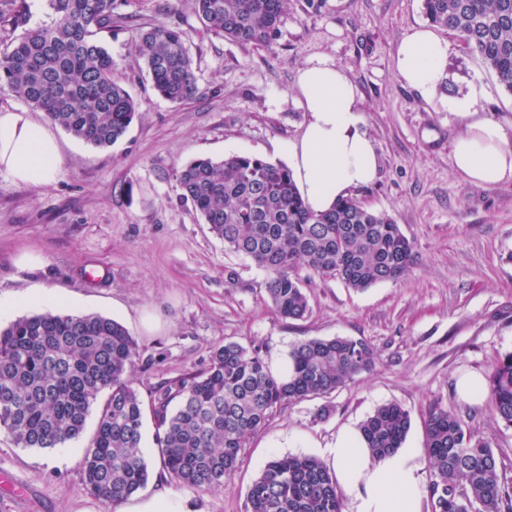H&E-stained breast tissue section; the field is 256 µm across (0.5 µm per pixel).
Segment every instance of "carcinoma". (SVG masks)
Returning <instances> with one entry per match:
<instances>
[{
	"instance_id": "carcinoma-1",
	"label": "carcinoma",
	"mask_w": 512,
	"mask_h": 512,
	"mask_svg": "<svg viewBox=\"0 0 512 512\" xmlns=\"http://www.w3.org/2000/svg\"><path fill=\"white\" fill-rule=\"evenodd\" d=\"M289 0H190L202 33L240 45L270 48ZM129 0H46L48 21L29 24L25 0H0V24L19 31L0 49V92H8L75 138L109 147L126 133L136 106L112 74V55L98 38L112 33ZM429 23L453 32L479 54L512 94V0H422ZM138 54L152 88L182 103L198 92L187 33L155 24ZM180 198L230 250L267 274L278 315L305 316L308 299L295 271L335 276L355 290L395 280L413 262V244L392 217L354 197L323 213L311 211L290 170L247 155L195 158L177 175ZM139 353L119 322L100 314L42 313L0 328V430L21 448H63L78 441L91 407L105 401L83 459L87 490L118 504L143 488V409L130 373ZM292 374L278 379L259 351L234 342L214 350L208 369L157 389L156 445L179 484L209 491L224 486L242 448L274 410L330 394L370 370L369 342L346 336L311 338L289 351ZM493 415L512 427V351L500 355L487 380ZM177 407L169 409L174 399ZM410 414L397 403L377 407L360 429L372 455L402 447ZM432 512H512L491 446L450 410L435 405L424 419ZM247 512H342L336 481L321 460L273 456L253 480Z\"/></svg>"
}]
</instances>
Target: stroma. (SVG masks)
<instances>
[{
    "mask_svg": "<svg viewBox=\"0 0 512 512\" xmlns=\"http://www.w3.org/2000/svg\"><path fill=\"white\" fill-rule=\"evenodd\" d=\"M183 9L182 0H132L135 25L100 36L136 103L121 140L96 148L58 127L63 168L53 183L35 188L0 172V326L45 310L121 323L139 348L132 381L143 403L146 488H168L189 512H246L248 488L273 455L324 458L342 427L390 402L409 411L407 439L419 448L428 409L447 407L489 443L512 488V427L456 390L462 375H487L499 354L512 351V181L482 187L455 175L452 141L466 120L448 106L480 84L487 96L475 112L507 125L512 94L450 31L446 81L433 99L399 80L391 58L402 37L424 24L421 0H319L314 7L290 0L268 50L201 36L195 18L180 20ZM161 22L182 24L188 34L198 93L184 103L152 90L138 56L140 27ZM322 55L347 70L376 148L378 178L355 195L394 219L414 258L400 278L362 291L298 268L309 311L288 320L269 302L265 272L226 248L181 201L177 174L197 157L286 163L283 147L302 136L307 120L297 72ZM25 252L40 264H19ZM36 289L50 304L24 303ZM148 316L156 328L145 327ZM334 336L369 342L372 369L333 393L278 407L222 489L196 491L170 478L155 443L160 383L203 372L227 342L257 349L270 363L287 359L299 341ZM98 416L91 411L80 441L64 448H21L1 431L0 480L13 486L0 489V512H115L83 482Z\"/></svg>",
    "mask_w": 512,
    "mask_h": 512,
    "instance_id": "35a3bbf8",
    "label": "stroma"
}]
</instances>
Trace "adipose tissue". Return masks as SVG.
Listing matches in <instances>:
<instances>
[{
  "instance_id": "obj_1",
  "label": "adipose tissue",
  "mask_w": 512,
  "mask_h": 512,
  "mask_svg": "<svg viewBox=\"0 0 512 512\" xmlns=\"http://www.w3.org/2000/svg\"><path fill=\"white\" fill-rule=\"evenodd\" d=\"M448 43L433 29L407 33L392 57L397 77L421 96L442 82ZM297 99L308 114L301 138L289 143L288 161L306 205L320 213L378 174L375 146L348 72L329 57L298 72ZM452 166L465 181L495 186L512 181V128L485 118L468 123L453 142ZM63 158L49 127L27 112H0V172L41 187L61 173ZM327 462L348 512H421L426 495L423 452L405 446L372 459L357 426L342 429Z\"/></svg>"
}]
</instances>
